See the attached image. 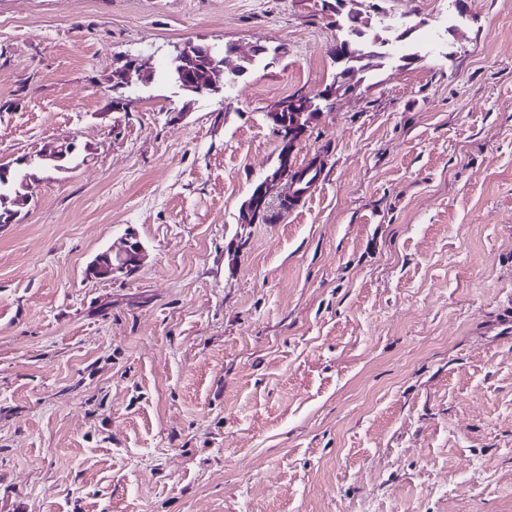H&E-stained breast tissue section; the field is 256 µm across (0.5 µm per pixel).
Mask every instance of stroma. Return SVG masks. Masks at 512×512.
I'll use <instances>...</instances> for the list:
<instances>
[{
  "label": "stroma",
  "mask_w": 512,
  "mask_h": 512,
  "mask_svg": "<svg viewBox=\"0 0 512 512\" xmlns=\"http://www.w3.org/2000/svg\"><path fill=\"white\" fill-rule=\"evenodd\" d=\"M374 1L418 59L245 224L268 108L341 69L322 0H0V162L84 149L0 224V512H512V0ZM189 41L276 58L190 99ZM130 56L154 78L114 97ZM130 231L139 265L88 277Z\"/></svg>",
  "instance_id": "stroma-1"
}]
</instances>
